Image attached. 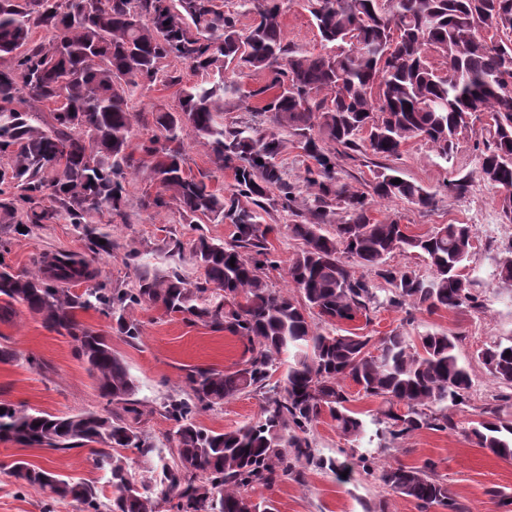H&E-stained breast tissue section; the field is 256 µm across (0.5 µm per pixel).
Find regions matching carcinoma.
<instances>
[{
  "label": "carcinoma",
  "instance_id": "cac0c4a2",
  "mask_svg": "<svg viewBox=\"0 0 512 512\" xmlns=\"http://www.w3.org/2000/svg\"><path fill=\"white\" fill-rule=\"evenodd\" d=\"M283 0H241L251 16L246 31L215 0H0V222L29 230L65 220L81 230L90 257L58 253L35 270L14 273L0 261V321L17 304L45 327L68 336L86 364L104 411L65 416L32 412L0 400V443L65 452L87 447L109 473L110 496L92 481L71 482L23 460L11 475L20 486L72 500L79 512H275L251 492L270 486L303 464H321L309 427L329 413L336 428L356 441L364 422L348 407L347 387L381 400L391 440L422 429H455L448 402L470 397L472 378L456 354L457 337L428 332L412 345L398 331L377 339L355 332L320 331L311 322L352 321L381 306L423 307L429 312L481 308L473 282L462 274L472 229L443 224L415 235L396 220L375 221L368 197L402 199L430 210L436 198L393 168L376 173L370 195L342 180L338 158L370 152L400 155L413 138L429 143L444 161L472 117L491 119L478 177L496 189L503 216L512 222V0H305L321 41L332 54L300 51L284 42ZM48 36L31 40L32 29ZM177 58L205 79L180 89L171 110L151 113L154 133L131 150L135 115L129 104L138 88L155 83L162 64ZM260 72L265 84L245 91L229 69ZM259 98L256 111L269 127L224 122V100ZM209 151L218 170L233 166L228 194L186 172L184 137ZM302 144L311 164L303 186L288 182L278 158L286 137ZM146 167L155 193L142 192L143 211L176 206L188 224L205 219L232 224L231 241L204 233L178 254L201 271L188 280L181 268L144 269L133 288L97 281L95 259L112 250L96 216L127 219L131 175ZM399 178L401 183L392 180ZM278 198L272 197V191ZM52 202L44 205L45 200ZM281 205L295 217L288 225L301 249L288 265V284L300 299L269 285L276 267L267 247L269 224L260 212ZM104 243H99V240ZM396 250L423 257L430 274L385 266ZM373 270L390 285L378 299L351 264ZM501 288H512V255L497 263ZM85 285L81 292L75 287ZM153 305L243 342L239 368L194 367L186 396L162 406L175 422L166 436L171 459L158 457L160 489L130 471V450L156 451L133 422L146 412L136 398L138 380L105 334L79 313L112 315L125 342L141 336L132 315ZM288 355L281 387H268L271 371ZM478 359L499 384L512 389V337L483 348ZM266 390L263 419L229 432L196 422L198 409L217 408L237 395ZM477 422L471 440L512 458V422ZM363 471L392 492L414 500L421 512L461 506L427 460L420 466H372Z\"/></svg>",
  "mask_w": 512,
  "mask_h": 512
}]
</instances>
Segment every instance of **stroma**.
<instances>
[{
    "label": "stroma",
    "instance_id": "stroma-1",
    "mask_svg": "<svg viewBox=\"0 0 512 512\" xmlns=\"http://www.w3.org/2000/svg\"><path fill=\"white\" fill-rule=\"evenodd\" d=\"M283 10L286 42L316 54L324 52L325 46L302 0H285ZM164 72L178 77V84L159 82L139 91L131 102L133 111L148 113L176 107L180 84L202 79L200 72L177 59L165 61ZM487 121V116H480L470 130L459 135L454 153L446 161L438 158L424 140L414 138L403 146L398 157L389 160L363 154L340 162L345 182L354 189L367 190L380 167L389 165L436 196L437 203L429 211L418 210L398 199L372 200V218L400 220L416 235L440 224H467L473 230L474 249L465 272L475 281V289L483 300L481 309L464 307L431 313L417 308L403 311L381 307L372 311L369 319L360 318L353 323L360 333L373 337L400 331L412 343L429 332L457 336L456 353L472 376L468 402L448 408L457 430L423 429L404 439L389 441L379 420V399L363 396L357 386H350V406L366 424L363 438L356 442L347 440L326 414L310 429L317 457L345 463V471L304 465L272 486L256 488L254 498L272 500L278 512H419L415 501L383 488L363 473L357 461L361 453L373 456L379 464L397 460L419 465L424 460H433L449 493L464 512H504L498 496L504 493L512 497V459L479 448L468 435L469 427L481 419L485 409L501 406L500 397L505 392L479 363L477 353L490 342L512 337V291L499 287L493 276L498 260L512 247V222L503 217L495 189L476 175ZM466 175L471 178L466 192L457 194L449 190V183ZM128 211L129 219L116 216L111 222L99 224L100 230L114 242L112 251L97 262L100 282L110 287L135 286L143 264L154 269L179 264L189 278H196L197 271L191 264H180L172 238L186 241L203 233L226 241L233 232L228 223H183L173 208L157 214L139 210L133 204ZM261 221L275 227L267 237L271 256L277 262L276 270L269 273V282L273 287L287 288L288 265L301 248L300 242L288 232L291 218L286 212L274 210L263 215ZM0 240L7 242L6 260L18 271L32 270L43 255L85 251L80 231L63 220L23 236L15 232L13 225L0 223ZM132 249L139 251V263L128 260L127 253ZM134 316L142 333L132 345L116 332L111 318L90 311L81 314L80 319L111 338L113 348L138 379V396L152 407L150 413L141 417L139 428L161 448L173 423L161 415L160 408L169 397L181 393L188 370L196 366L236 369L243 344L229 333L188 323L181 316L166 314L159 308L143 306L135 310ZM0 344L10 346L19 356L18 361L0 363V399L58 416L104 408L105 402L98 396L85 364L76 356L71 339L45 328L40 318L25 308H18L11 321L0 322ZM263 402L259 392L239 395L225 400L222 407L200 411L197 420L209 429L231 431L258 421ZM18 458L76 481H98L103 476L85 448L48 452L0 443V512H43L42 491L18 488L9 475Z\"/></svg>",
    "mask_w": 512,
    "mask_h": 512
}]
</instances>
